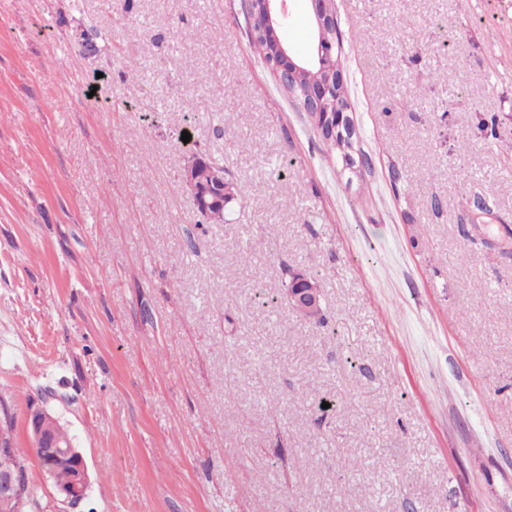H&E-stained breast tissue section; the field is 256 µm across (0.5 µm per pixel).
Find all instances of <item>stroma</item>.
Instances as JSON below:
<instances>
[{
    "instance_id": "obj_1",
    "label": "stroma",
    "mask_w": 512,
    "mask_h": 512,
    "mask_svg": "<svg viewBox=\"0 0 512 512\" xmlns=\"http://www.w3.org/2000/svg\"><path fill=\"white\" fill-rule=\"evenodd\" d=\"M335 9L351 167L244 0H0V409L40 512H512V0ZM311 30L288 0L281 37ZM38 407L86 461L77 507ZM201 157L203 158V162L199 168L197 177L199 183L202 186H206L210 182L212 171L219 169V167L213 161L203 156ZM198 163L199 159L195 155L189 157L183 170V181L189 188L198 210L205 212L210 206L208 213L201 215L198 212L199 215L211 223L224 222L226 210L235 200L234 187L232 183L224 182V173L221 171L216 174L215 179L208 186L205 188L200 187L195 182ZM219 202L224 204H216ZM285 295L289 307L303 319L312 320L319 311L321 288L305 273L298 272L292 276ZM25 422L32 439V449L44 469L47 466V461L42 458L41 454L49 460L52 468L64 466L72 468L73 481L71 486L68 485L72 480V472L67 468L56 469L53 473V480L56 485H59H55V487L63 502L72 508L76 507L85 497L89 485L88 468L84 457L75 448L67 430H64L61 426L60 430L63 437L69 436L71 440L66 447L60 444L56 433L58 423L48 412L42 409H31L25 416Z\"/></svg>"
}]
</instances>
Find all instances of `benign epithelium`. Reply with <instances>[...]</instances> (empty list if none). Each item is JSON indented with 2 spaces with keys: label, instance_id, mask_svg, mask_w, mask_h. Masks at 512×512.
<instances>
[{
  "label": "benign epithelium",
  "instance_id": "benign-epithelium-1",
  "mask_svg": "<svg viewBox=\"0 0 512 512\" xmlns=\"http://www.w3.org/2000/svg\"><path fill=\"white\" fill-rule=\"evenodd\" d=\"M333 0H310L312 23L317 37L309 54L295 55L287 43L277 36L287 13V0H247V11L252 35H266L272 39L273 52L268 65L277 74L282 86L299 91L302 109L307 112L312 125L320 135L331 132L352 141L351 121L347 108H336L333 100L343 89L341 73L337 70L335 53L326 49L324 33L336 27V14L330 4ZM199 159L189 157L183 181L189 188L196 207L204 212L209 206L224 201V173L218 172L206 187L196 184ZM289 307L301 318L313 319L319 311L321 288L305 273L292 276L285 290ZM27 430L34 447L49 460L50 466L72 468L73 481L68 487H56L63 502L76 507L85 497L88 485V468L84 457L73 443L62 446L57 437V421L42 409H31L25 416ZM25 478L17 470L0 471V508L14 512L15 501L21 499Z\"/></svg>",
  "mask_w": 512,
  "mask_h": 512
}]
</instances>
